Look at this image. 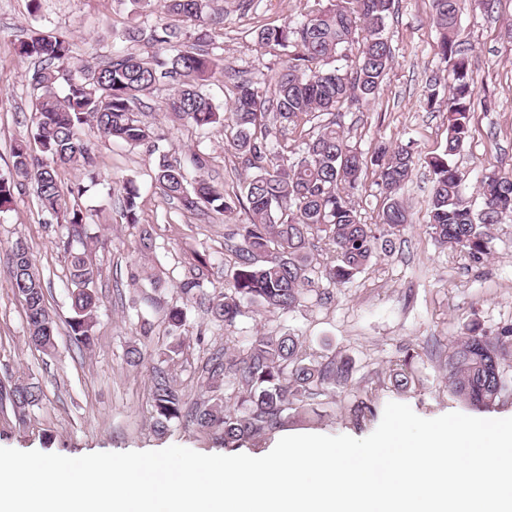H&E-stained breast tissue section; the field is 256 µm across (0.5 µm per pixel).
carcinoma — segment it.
I'll use <instances>...</instances> for the list:
<instances>
[{"instance_id": "1", "label": "carcinoma", "mask_w": 512, "mask_h": 512, "mask_svg": "<svg viewBox=\"0 0 512 512\" xmlns=\"http://www.w3.org/2000/svg\"><path fill=\"white\" fill-rule=\"evenodd\" d=\"M303 20L265 24L257 29V44L290 48L288 60L273 77L272 89L262 90L233 68L224 69V86L230 106L218 111L203 91L205 82L219 67L218 59L202 45L182 41L178 23L209 26L216 15L207 10L209 0H160L167 21L145 31L126 29L128 41H144L153 48L144 54H125L91 65L72 55L70 41L40 27L30 29L16 46L23 59L42 63L32 80L40 95L32 104V139L17 143L12 152L13 173L0 175V212L9 209L15 180L34 185L41 207L61 213L70 234H82L83 216L68 210L58 183V166L90 163L93 145L85 129L104 139L139 145L150 131L136 115L138 105L157 81L177 79L169 100L170 113L201 129L224 127L229 146L248 172L241 192L234 195L199 174L205 163L198 155L187 167L160 158L155 182L165 196L187 210L211 209L227 215L243 208L249 223L237 225L234 235L236 261L224 294L209 301L217 323L232 325L245 305L287 311L312 284L315 241L327 242L335 263L321 271L328 284L340 286L367 270L378 246L390 247L393 236L410 223V210L400 195L415 168L426 166L432 175L428 199V228L442 248L464 255L481 265L491 254L492 229L512 221V171L497 165L477 185L480 209L462 191L463 177L453 157L470 138V114L476 93L471 67L472 48L458 39V21L465 0H432L439 31V54L448 75L435 74L426 81L421 106L448 113V133L442 150L425 156L414 144L378 146L367 153L349 144L341 112L359 99H376L385 82L392 52L384 36L385 21L394 0H335L329 7L321 0H299ZM354 53L349 67L336 65ZM323 115L330 119L315 127L303 147L291 143L295 133ZM281 138L270 140L271 126ZM376 167L375 185L382 197L379 223L362 222L355 195L369 166ZM140 189L132 181L123 186V206L128 222L137 219ZM69 254L71 310L68 320L74 342L94 344L93 326L98 298L95 271L85 255ZM8 273L14 289L26 301L28 339L43 352L55 349V320L45 301L44 287L34 269L32 255L18 242L11 249ZM299 337L283 333L256 338L241 355L224 354L212 359L210 388L220 382L242 395L245 411L231 412L219 398L184 410L182 394L165 373L156 375L150 398L157 430L165 432L174 420L184 419L205 434H218L224 447H236L246 439L280 428L288 406L312 400L328 387L351 377L346 358L327 363L308 360L300 353ZM512 357V324L488 335L472 326L467 336L445 355L448 391L472 405H489L507 389L503 362ZM414 355L404 356L392 375L400 392L410 389V365ZM42 391L33 383L0 384V406L7 402L18 412L38 404ZM374 415L367 397L355 399L351 416L357 423Z\"/></svg>"}]
</instances>
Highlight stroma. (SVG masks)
<instances>
[{
	"label": "stroma",
	"mask_w": 512,
	"mask_h": 512,
	"mask_svg": "<svg viewBox=\"0 0 512 512\" xmlns=\"http://www.w3.org/2000/svg\"><path fill=\"white\" fill-rule=\"evenodd\" d=\"M210 8L223 17L207 30L214 53L225 67L267 87L288 52L259 46L254 33L266 23L299 20V0H211ZM130 9L129 0H41L36 21L29 0H0V175L12 169L13 146L30 137L38 94L30 80L34 64L17 58L14 45L37 23L66 36L75 54L92 62L107 60L116 50L140 52L142 43L121 37ZM385 34L393 51L391 69L375 102H355L344 112L349 141L364 151L408 140L424 154L440 150L447 115L420 105L427 77L445 68L431 0H394ZM458 35L474 48L477 79L471 137L454 158L471 196L489 164L512 169V0L491 5L466 0ZM173 91L166 78L143 99L138 117L151 129L149 142L131 147L100 139L92 165L59 167L68 208L83 214L82 236L69 238L63 217L41 209L25 181L15 187L9 211L0 213V380L34 383L44 393L23 416L10 405L0 406V447L67 457L171 445L224 454L221 439L187 422L156 431L149 407L155 376L166 371L187 404L206 400L211 392L205 363L212 354L241 352L256 337L276 332L299 336L308 359L350 358L353 373L347 384L306 405H292L280 429L242 443L239 453L264 456L289 435L367 437L379 418L357 423L349 414L362 393L378 407L404 403L426 419L451 412L512 417V391L487 407L466 405L449 394L444 367L448 348L470 325L491 334L512 323V223L494 225L492 253L481 266L439 248L427 229L429 173L416 167L404 189L412 222L393 250L380 253L365 273L338 287L316 279L291 311L248 306L233 325L215 323L208 301L223 294L234 268L225 243L249 216L243 210L230 216L184 210L154 181L157 153L165 151L171 162L184 166L191 155L202 156L204 177L229 194L239 191L245 172L227 149L222 126L201 132L167 113ZM129 180L141 193L134 224L123 211L122 186ZM79 185L86 191L78 196L73 189ZM146 230L155 243L150 252L140 249ZM66 240L97 272L95 343L88 349L77 347L69 335ZM18 242L33 256L57 323L56 347L47 354L28 343L25 305L7 272L9 251ZM192 277L199 288L183 292L182 282ZM173 308L184 314L174 334L166 320ZM134 347L141 359L132 364L127 352ZM408 352L415 355L414 383L400 393L390 375Z\"/></svg>",
	"instance_id": "obj_1"
}]
</instances>
